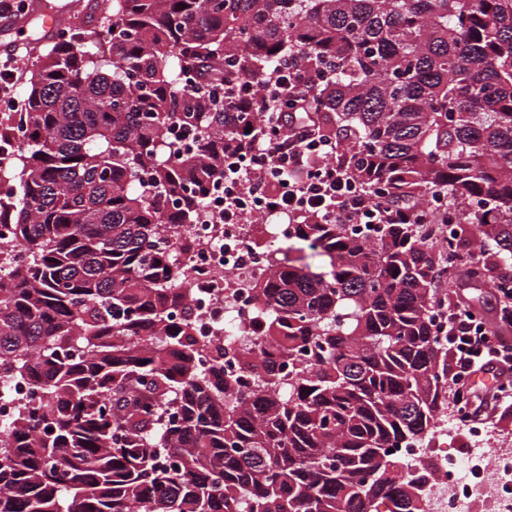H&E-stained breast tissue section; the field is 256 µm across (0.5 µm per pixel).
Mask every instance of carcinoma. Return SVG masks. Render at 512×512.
<instances>
[{"label":"carcinoma","instance_id":"1","mask_svg":"<svg viewBox=\"0 0 512 512\" xmlns=\"http://www.w3.org/2000/svg\"><path fill=\"white\" fill-rule=\"evenodd\" d=\"M291 53L341 164L408 217L253 241L272 273L237 377L232 341L195 335L175 228L261 129L224 111L225 72L263 81ZM16 126L0 238L26 256L0 285V387L34 393L0 426V512H420L388 453L434 431L448 381L429 318L448 252L417 203L445 196L456 247L494 245L470 282L512 289V0H112L42 55Z\"/></svg>","mask_w":512,"mask_h":512}]
</instances>
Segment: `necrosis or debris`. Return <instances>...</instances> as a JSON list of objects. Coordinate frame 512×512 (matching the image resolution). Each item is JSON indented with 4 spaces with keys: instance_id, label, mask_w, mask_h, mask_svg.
<instances>
[{
    "instance_id": "obj_1",
    "label": "necrosis or debris",
    "mask_w": 512,
    "mask_h": 512,
    "mask_svg": "<svg viewBox=\"0 0 512 512\" xmlns=\"http://www.w3.org/2000/svg\"><path fill=\"white\" fill-rule=\"evenodd\" d=\"M247 224H215L201 219L192 226L196 248L174 254V266L187 272L197 292L191 305L199 336L210 339L239 330V344L255 338L259 319L251 283L270 273L265 254L250 244ZM406 476L420 479L423 512H472L482 504L486 512H512V440L485 450L471 451V465L454 453L413 445L398 451Z\"/></svg>"
}]
</instances>
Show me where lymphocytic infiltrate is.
Listing matches in <instances>:
<instances>
[{
  "instance_id": "obj_1",
  "label": "lymphocytic infiltrate",
  "mask_w": 512,
  "mask_h": 512,
  "mask_svg": "<svg viewBox=\"0 0 512 512\" xmlns=\"http://www.w3.org/2000/svg\"><path fill=\"white\" fill-rule=\"evenodd\" d=\"M316 76L287 56L256 92L250 78L231 75L224 96L232 112H264L263 128L241 153L229 154L224 167L223 222H241L248 201L287 215L292 224H400L403 211L388 196L369 189L336 162L340 144L307 114V90ZM512 292L500 295L494 318L461 304L446 305L437 327L448 339V402L461 423H487L501 401L512 398ZM498 370L496 389L478 395L471 383L481 369Z\"/></svg>"
}]
</instances>
